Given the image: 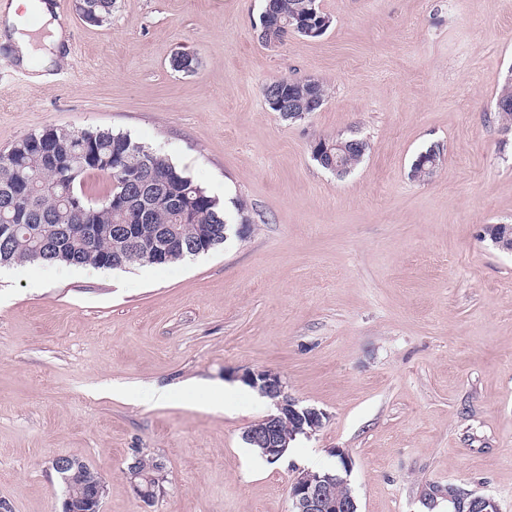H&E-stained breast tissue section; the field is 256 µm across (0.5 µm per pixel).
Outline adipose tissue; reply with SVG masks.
<instances>
[{"mask_svg":"<svg viewBox=\"0 0 512 512\" xmlns=\"http://www.w3.org/2000/svg\"><path fill=\"white\" fill-rule=\"evenodd\" d=\"M0 39L34 81L45 80L64 39L57 7L52 0H0Z\"/></svg>","mask_w":512,"mask_h":512,"instance_id":"adipose-tissue-1","label":"adipose tissue"}]
</instances>
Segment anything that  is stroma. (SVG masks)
<instances>
[{"mask_svg": "<svg viewBox=\"0 0 512 512\" xmlns=\"http://www.w3.org/2000/svg\"><path fill=\"white\" fill-rule=\"evenodd\" d=\"M56 3L51 78L0 44V152L49 127L125 133L253 222L169 265L0 268V500L61 512L65 455L105 480L102 512H291L297 469L341 448L358 512H432L452 486L512 512V253L486 232L512 224L494 118L512 0H319L329 29L277 46L264 0H116L99 26ZM287 78L325 89L305 120L266 102ZM341 135L368 149L339 177L311 146ZM257 370L326 415L274 463L244 440L274 410L240 379ZM144 455L164 465L150 505L127 476Z\"/></svg>", "mask_w": 512, "mask_h": 512, "instance_id": "35a3bbf8", "label": "stroma"}]
</instances>
